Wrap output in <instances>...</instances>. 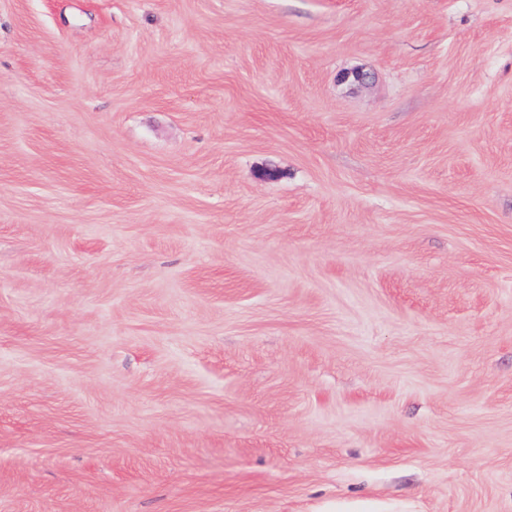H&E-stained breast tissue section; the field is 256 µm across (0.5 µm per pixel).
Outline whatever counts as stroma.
<instances>
[{"instance_id":"obj_1","label":"stroma","mask_w":512,"mask_h":512,"mask_svg":"<svg viewBox=\"0 0 512 512\" xmlns=\"http://www.w3.org/2000/svg\"><path fill=\"white\" fill-rule=\"evenodd\" d=\"M0 512H512V0H0Z\"/></svg>"}]
</instances>
